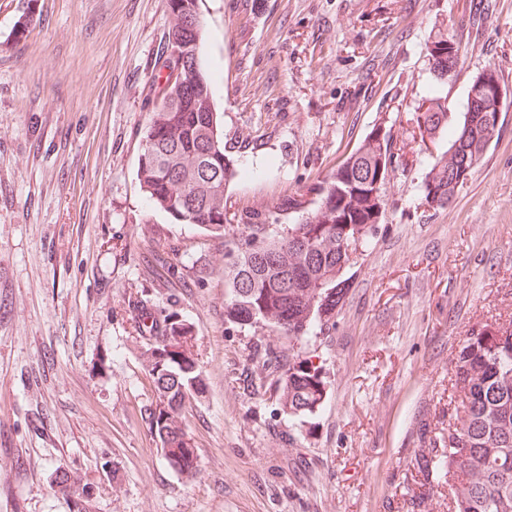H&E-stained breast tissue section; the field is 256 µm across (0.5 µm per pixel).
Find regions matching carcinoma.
<instances>
[{
    "label": "carcinoma",
    "mask_w": 512,
    "mask_h": 512,
    "mask_svg": "<svg viewBox=\"0 0 512 512\" xmlns=\"http://www.w3.org/2000/svg\"><path fill=\"white\" fill-rule=\"evenodd\" d=\"M174 23L156 61L149 89L151 111L138 157L137 180L154 206L178 224H194L217 236L230 221L226 189L236 177L224 143L211 83L201 65L203 23L199 0H166ZM178 47L180 54L170 51ZM428 52L440 80L461 55L453 39L432 41ZM465 112L448 115L435 92L418 110L421 142H446L422 180L424 206L447 208L458 191L455 167L474 172L500 127L488 114L501 111L507 91L491 67L473 77ZM394 142L371 131L322 179L286 196L269 211L243 210V230L224 240V312L288 337V347L259 343L253 361L276 375L271 382L281 410L308 415L321 405L327 382L321 367L295 352L310 327L334 325L349 279L345 271L380 223L387 201L383 186L392 169ZM298 215L296 222L281 219ZM150 354L156 401L147 424L169 466L189 480L198 459L182 410L202 385L191 352L192 334L168 320L153 327ZM448 443L420 434L427 492L448 489V512H512V316L481 325L459 348L449 377ZM72 512H85L84 490L74 480L58 484Z\"/></svg>",
    "instance_id": "obj_1"
}]
</instances>
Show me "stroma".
Here are the masks:
<instances>
[{"label":"stroma","instance_id":"obj_1","mask_svg":"<svg viewBox=\"0 0 512 512\" xmlns=\"http://www.w3.org/2000/svg\"><path fill=\"white\" fill-rule=\"evenodd\" d=\"M199 0L203 68L238 170L233 210L275 206L371 130L410 142L434 91L466 109L494 66L512 88V0ZM166 0H0V512H448L414 477L448 432V377L478 324L512 314V105L455 201L422 204L395 159L388 206L347 270L335 327L297 348L328 381L284 414L251 360L287 345L224 315V240L177 224L136 179ZM461 63L437 79L427 44ZM150 313L190 326L205 389L182 416L200 472L163 459Z\"/></svg>","mask_w":512,"mask_h":512}]
</instances>
